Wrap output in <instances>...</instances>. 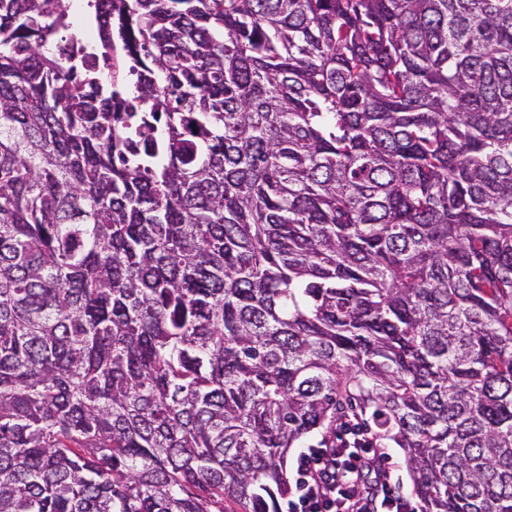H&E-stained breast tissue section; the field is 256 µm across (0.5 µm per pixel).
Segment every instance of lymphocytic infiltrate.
<instances>
[{
    "instance_id": "1",
    "label": "lymphocytic infiltrate",
    "mask_w": 512,
    "mask_h": 512,
    "mask_svg": "<svg viewBox=\"0 0 512 512\" xmlns=\"http://www.w3.org/2000/svg\"><path fill=\"white\" fill-rule=\"evenodd\" d=\"M372 451V438L354 442L343 429L336 433L335 447L302 451L286 512H419L387 474L365 482Z\"/></svg>"
}]
</instances>
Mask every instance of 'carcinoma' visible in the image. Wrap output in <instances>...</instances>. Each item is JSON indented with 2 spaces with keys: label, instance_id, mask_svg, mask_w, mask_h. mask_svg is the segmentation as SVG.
Segmentation results:
<instances>
[{
  "label": "carcinoma",
  "instance_id": "obj_1",
  "mask_svg": "<svg viewBox=\"0 0 512 512\" xmlns=\"http://www.w3.org/2000/svg\"><path fill=\"white\" fill-rule=\"evenodd\" d=\"M0 0V512H281L348 419L512 512V0ZM65 6L71 17L68 39L75 45H82L92 54H96L102 46V29L98 17H87L83 11L86 0H65ZM107 52L110 54L107 57L95 55V58L90 59L95 62L98 75L102 81L113 86L122 87L135 84L136 75H132L130 72V65L126 60L121 44L113 42V46L109 47Z\"/></svg>",
  "mask_w": 512,
  "mask_h": 512
}]
</instances>
